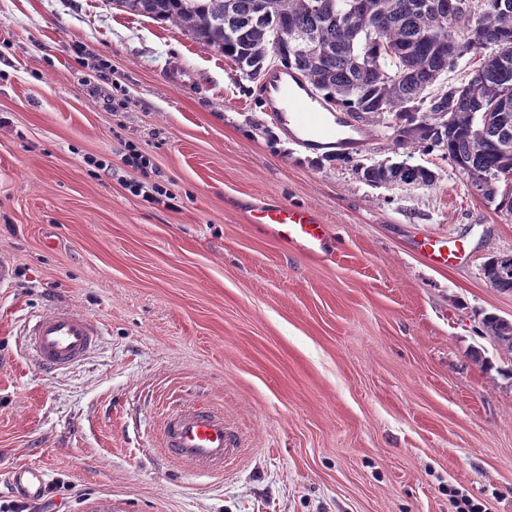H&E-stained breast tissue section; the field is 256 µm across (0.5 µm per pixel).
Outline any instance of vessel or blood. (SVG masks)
<instances>
[{
  "label": "vessel or blood",
  "instance_id": "b4317fda",
  "mask_svg": "<svg viewBox=\"0 0 512 512\" xmlns=\"http://www.w3.org/2000/svg\"><path fill=\"white\" fill-rule=\"evenodd\" d=\"M267 109L282 124L294 123L298 113L320 112L322 102L295 85L286 71L270 72L264 81ZM249 220L264 234L285 248L310 255H325L330 245L328 228L308 207L284 203L253 206ZM421 252L436 267L452 265L455 252H444L440 242L427 238ZM101 329L86 313L57 307L40 314L26 329V346L38 364L63 369L85 360L98 344ZM165 446L169 455L190 463L196 470L209 472L223 467L238 452L240 436L225 425L223 416L209 409L187 408L167 416L164 422ZM13 484L23 492L39 495L47 484L40 468L22 466L10 473Z\"/></svg>",
  "mask_w": 512,
  "mask_h": 512
}]
</instances>
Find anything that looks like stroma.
<instances>
[{
  "label": "stroma",
  "instance_id": "35a3bbf8",
  "mask_svg": "<svg viewBox=\"0 0 512 512\" xmlns=\"http://www.w3.org/2000/svg\"><path fill=\"white\" fill-rule=\"evenodd\" d=\"M178 199L130 192L129 147ZM383 127L327 160L259 86L179 26L107 0H0V512H452L449 488L512 512V380L478 311L512 319L482 265L512 253L495 213L439 153L430 186L375 187ZM312 207L334 239L288 251L245 207ZM468 248L451 268L417 243ZM56 305L102 329L83 364L30 359ZM183 403L242 436L200 477L163 445ZM41 467L31 499L5 469Z\"/></svg>",
  "mask_w": 512,
  "mask_h": 512
}]
</instances>
